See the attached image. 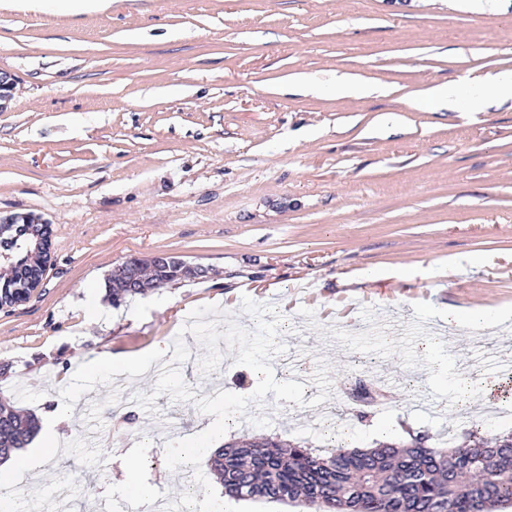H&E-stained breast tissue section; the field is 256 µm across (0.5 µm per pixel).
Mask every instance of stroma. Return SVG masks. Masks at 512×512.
Segmentation results:
<instances>
[{"label": "stroma", "instance_id": "35a3bbf8", "mask_svg": "<svg viewBox=\"0 0 512 512\" xmlns=\"http://www.w3.org/2000/svg\"><path fill=\"white\" fill-rule=\"evenodd\" d=\"M0 0V72L14 79L0 112V217L51 228L39 287L0 308V399L38 418L69 412L71 445L38 479L0 486L14 512L97 504L121 512L123 456L137 478L179 504L186 484L168 443L203 415L152 393L161 363L111 373L103 353L133 355L183 337L180 372L197 397L250 394L258 378L228 351L202 377L204 350L180 329L218 306L247 329L242 297L285 317L276 380L319 389L329 366L338 415L267 401L269 426L233 424L225 441L265 433L312 448H369L412 422L431 442L512 430V107L438 112L434 84L512 69V0L474 13L448 0H79L18 10ZM347 75L366 97L336 91ZM155 252L205 269L91 316L89 299L132 256ZM364 270L375 282L356 284ZM494 320L472 330V310ZM502 386L490 408L460 403ZM386 391L366 409L345 387ZM111 416H104V408ZM134 412L135 425L123 422ZM210 449L189 465L201 502L224 512H309L224 497Z\"/></svg>", "mask_w": 512, "mask_h": 512}]
</instances>
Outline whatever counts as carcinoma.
I'll list each match as a JSON object with an SVG mask.
<instances>
[{
	"label": "carcinoma",
	"mask_w": 512,
	"mask_h": 512,
	"mask_svg": "<svg viewBox=\"0 0 512 512\" xmlns=\"http://www.w3.org/2000/svg\"><path fill=\"white\" fill-rule=\"evenodd\" d=\"M35 250L33 234L12 227L0 234V261L11 264L0 288L8 304L26 299L19 287ZM171 273L145 269L138 259L118 265L108 277V301L159 289ZM33 414L0 404V464L14 457L38 431ZM418 434L402 447L380 442L366 450L329 451L271 437L232 442L211 458L224 496L238 500L303 502L315 512H491L512 503V434H464L452 448H435Z\"/></svg>",
	"instance_id": "cac0c4a2"
}]
</instances>
